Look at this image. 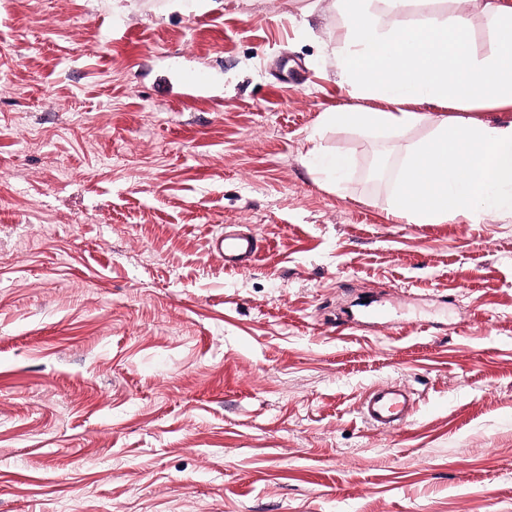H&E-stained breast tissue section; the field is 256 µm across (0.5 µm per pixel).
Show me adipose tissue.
Wrapping results in <instances>:
<instances>
[{"label":"adipose tissue","instance_id":"1","mask_svg":"<svg viewBox=\"0 0 512 512\" xmlns=\"http://www.w3.org/2000/svg\"><path fill=\"white\" fill-rule=\"evenodd\" d=\"M330 0L344 33L336 67L357 94L377 96L391 110L359 106L323 113L325 129L388 131L401 138L419 122L411 101L468 109L475 103L512 107V0H472L494 26L498 54L478 58L468 48L470 18L406 19L409 0ZM391 214L409 224H443L475 216L512 214V120L495 125L438 117L430 138L410 145L393 187Z\"/></svg>","mask_w":512,"mask_h":512}]
</instances>
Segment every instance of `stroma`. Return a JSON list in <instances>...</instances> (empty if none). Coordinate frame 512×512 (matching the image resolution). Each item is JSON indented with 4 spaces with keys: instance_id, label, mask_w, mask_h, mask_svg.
I'll list each match as a JSON object with an SVG mask.
<instances>
[{
    "instance_id": "obj_1",
    "label": "stroma",
    "mask_w": 512,
    "mask_h": 512,
    "mask_svg": "<svg viewBox=\"0 0 512 512\" xmlns=\"http://www.w3.org/2000/svg\"><path fill=\"white\" fill-rule=\"evenodd\" d=\"M314 0H0V512H512V217L389 214ZM255 232L244 272L208 251ZM418 401L380 432L365 390ZM310 141L314 142V146L308 151V157L314 171L327 183L336 185L348 166V158L325 151L316 143L315 137H311Z\"/></svg>"
}]
</instances>
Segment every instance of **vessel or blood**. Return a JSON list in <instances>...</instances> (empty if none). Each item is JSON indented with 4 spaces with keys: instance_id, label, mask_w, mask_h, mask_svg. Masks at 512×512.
<instances>
[{
    "instance_id": "b4317fda",
    "label": "vessel or blood",
    "mask_w": 512,
    "mask_h": 512,
    "mask_svg": "<svg viewBox=\"0 0 512 512\" xmlns=\"http://www.w3.org/2000/svg\"><path fill=\"white\" fill-rule=\"evenodd\" d=\"M209 252L222 259L225 268L244 271L250 268L260 251L255 233L225 226L223 233L213 236ZM361 414L372 427L390 431L407 426L415 415V403L409 390L396 383H384L369 389L361 400Z\"/></svg>"
}]
</instances>
